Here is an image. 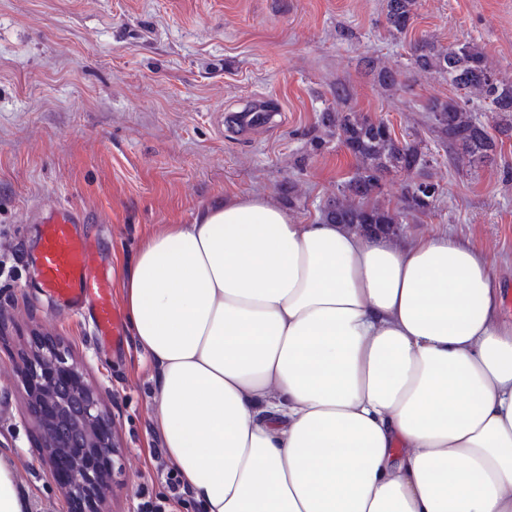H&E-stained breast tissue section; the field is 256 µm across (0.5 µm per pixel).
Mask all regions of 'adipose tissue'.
<instances>
[{
  "label": "adipose tissue",
  "mask_w": 512,
  "mask_h": 512,
  "mask_svg": "<svg viewBox=\"0 0 512 512\" xmlns=\"http://www.w3.org/2000/svg\"><path fill=\"white\" fill-rule=\"evenodd\" d=\"M119 286L207 512H512V321L469 241L248 195L157 225Z\"/></svg>",
  "instance_id": "ef3b65f1"
}]
</instances>
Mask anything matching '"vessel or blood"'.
Returning a JSON list of instances; mask_svg holds the SVG:
<instances>
[{
	"label": "vessel or blood",
	"mask_w": 512,
	"mask_h": 512,
	"mask_svg": "<svg viewBox=\"0 0 512 512\" xmlns=\"http://www.w3.org/2000/svg\"><path fill=\"white\" fill-rule=\"evenodd\" d=\"M271 103L262 101L244 109L237 124L240 134L248 135L269 127ZM81 218L75 209L53 202L46 205L40 221V245L34 262L43 288L73 313L92 305L95 332L105 337L118 320L112 303V281L98 269L96 250L87 237L74 229Z\"/></svg>",
	"instance_id": "obj_1"
}]
</instances>
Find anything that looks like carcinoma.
Instances as JSON below:
<instances>
[{
    "label": "carcinoma",
    "instance_id": "obj_1",
    "mask_svg": "<svg viewBox=\"0 0 512 512\" xmlns=\"http://www.w3.org/2000/svg\"><path fill=\"white\" fill-rule=\"evenodd\" d=\"M416 2L386 0V23L392 33L409 30ZM413 65L422 72L448 75V85L456 91L453 97L433 101L430 112L433 131L457 162L476 168L497 154L503 140L512 139V81L498 77L477 45L459 41L445 50L423 40L414 46ZM474 97L490 106L496 134L468 108ZM324 119L358 162L355 175L341 188V197L327 203L325 220L363 228L377 225L381 231L396 233L397 217L373 201L390 172L406 175L402 187L406 209L425 214L434 207L439 187L422 174L428 160L420 143L402 141L392 136L384 121L352 112H327Z\"/></svg>",
    "mask_w": 512,
    "mask_h": 512
}]
</instances>
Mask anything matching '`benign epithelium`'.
<instances>
[{"instance_id":"7a95c632","label":"benign epithelium","mask_w":512,"mask_h":512,"mask_svg":"<svg viewBox=\"0 0 512 512\" xmlns=\"http://www.w3.org/2000/svg\"><path fill=\"white\" fill-rule=\"evenodd\" d=\"M21 373L48 464L53 473H64L58 479L61 496L88 504L87 512H100V503L124 473L111 413L84 383L83 366L57 342L40 344Z\"/></svg>"}]
</instances>
